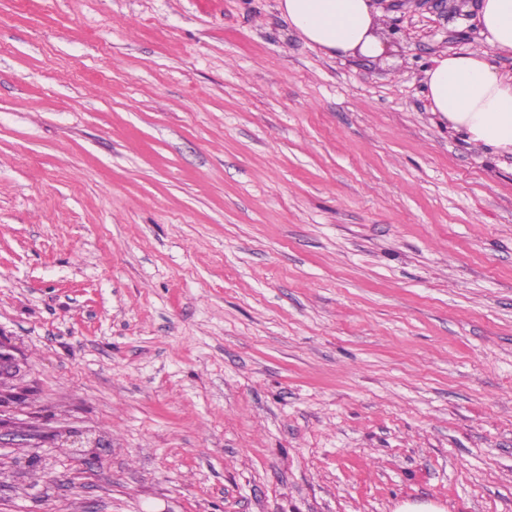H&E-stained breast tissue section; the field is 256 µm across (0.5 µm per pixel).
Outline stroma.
Returning <instances> with one entry per match:
<instances>
[{
    "label": "stroma",
    "mask_w": 512,
    "mask_h": 512,
    "mask_svg": "<svg viewBox=\"0 0 512 512\" xmlns=\"http://www.w3.org/2000/svg\"><path fill=\"white\" fill-rule=\"evenodd\" d=\"M478 2L370 58L278 0H0V512H512V154L423 82Z\"/></svg>",
    "instance_id": "1"
}]
</instances>
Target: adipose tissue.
<instances>
[{
  "mask_svg": "<svg viewBox=\"0 0 512 512\" xmlns=\"http://www.w3.org/2000/svg\"><path fill=\"white\" fill-rule=\"evenodd\" d=\"M278 8L308 42L330 54L383 56L384 10L376 0H279ZM484 49L441 54L425 72L433 111L466 142L512 153V74L498 71L493 54H512V0H482Z\"/></svg>",
  "mask_w": 512,
  "mask_h": 512,
  "instance_id": "adipose-tissue-1",
  "label": "adipose tissue"
}]
</instances>
